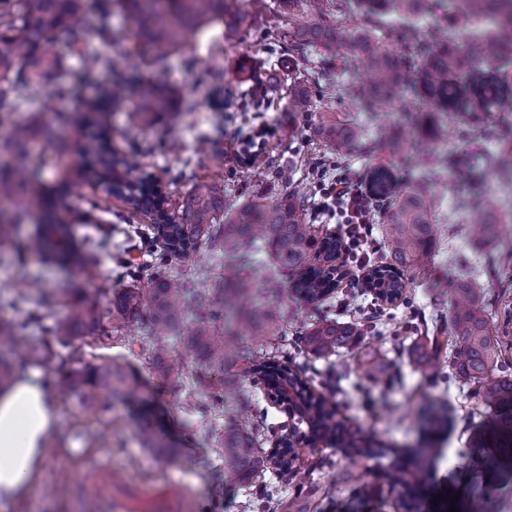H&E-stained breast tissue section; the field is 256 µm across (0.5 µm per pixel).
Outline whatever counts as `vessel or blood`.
<instances>
[{
    "label": "vessel or blood",
    "instance_id": "vessel-or-blood-1",
    "mask_svg": "<svg viewBox=\"0 0 512 512\" xmlns=\"http://www.w3.org/2000/svg\"><path fill=\"white\" fill-rule=\"evenodd\" d=\"M79 490L93 512H185L186 509L185 498L178 492L158 500H144L141 493L119 482L106 463L83 481Z\"/></svg>",
    "mask_w": 512,
    "mask_h": 512
}]
</instances>
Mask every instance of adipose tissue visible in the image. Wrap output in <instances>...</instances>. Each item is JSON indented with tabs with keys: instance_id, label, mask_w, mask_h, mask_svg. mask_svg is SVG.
<instances>
[{
	"instance_id": "adipose-tissue-1",
	"label": "adipose tissue",
	"mask_w": 512,
	"mask_h": 512,
	"mask_svg": "<svg viewBox=\"0 0 512 512\" xmlns=\"http://www.w3.org/2000/svg\"><path fill=\"white\" fill-rule=\"evenodd\" d=\"M49 392V378L29 371L0 393V503L26 495L40 471L56 424Z\"/></svg>"
}]
</instances>
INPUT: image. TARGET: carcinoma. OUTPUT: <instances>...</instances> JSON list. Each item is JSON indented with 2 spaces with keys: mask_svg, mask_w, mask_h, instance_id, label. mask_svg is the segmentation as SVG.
<instances>
[{
  "mask_svg": "<svg viewBox=\"0 0 512 512\" xmlns=\"http://www.w3.org/2000/svg\"><path fill=\"white\" fill-rule=\"evenodd\" d=\"M317 20L303 30L283 31L277 42L288 55L308 62L314 51L326 58L336 57L341 47L349 48L370 76L369 89L361 94L352 84L336 86V97L346 99L363 112L373 113L385 106L405 104V93L414 89L432 103L435 111L463 112L480 123L486 114L512 102V84L498 72L485 70L479 63L512 46V5L503 0H303ZM264 0H99L98 36H126L111 29L114 8L123 10L132 23L135 52L152 65L161 66L175 49L193 35L217 22L224 23V36L232 35L250 17L263 9ZM368 13L390 12L404 20L425 16L435 18L429 38L420 49L419 63L378 49L366 33L345 23L329 25L322 16L330 11L343 14L352 9ZM81 0H0V112H14L29 99L40 101L32 118L14 126L0 151L24 155L32 141L42 136L65 142L56 132L71 123L67 112H60L56 101L77 93L100 65H108L96 45L84 39L76 52L79 70L61 64L45 48L47 34L55 29L77 31ZM472 18L477 28L471 44L462 52L449 45L448 12ZM238 72L252 85L234 91L216 89L227 105L239 112L264 111L269 89L248 60L238 61ZM79 94V93H77ZM290 106L297 112H310L317 94L308 89L290 92ZM80 111L95 129L83 145L84 168L80 177H97L122 167L139 175L140 196L129 201L132 212L153 193V174L141 170L142 149L132 147L118 157L105 150L111 136L108 116L112 111L126 114L130 126L154 128L161 117L176 105L174 94L160 84L124 71H113L112 86L104 94H79ZM318 132L334 147L336 154L358 148L372 154L377 140L368 137L365 126L338 121L334 115L321 116ZM449 170L448 154H435L400 179L390 168L377 165L370 171V197L387 203L383 223L386 264L372 266L364 287L376 291V299L393 304L402 299L405 277L414 276L428 262L435 246L432 219L439 206V188ZM34 174L25 166L0 167V200L13 201L28 196ZM309 193L292 190L275 202L255 200L236 205L224 194V186L198 180L180 202L178 210H157L155 225L136 226L139 244L122 252L125 275L109 288L73 286L58 291L44 286L38 276L26 283V291L0 301V308L23 305L30 309L27 319L0 317V347L23 343L27 360L39 363L54 355V345L71 348L74 362L60 381L61 392L78 400L90 389L98 393V403L138 398L143 388L140 371L125 360L107 363L84 362L76 356V343L93 338L110 339L115 325L140 324L150 338L151 358L160 376L180 379L184 358L171 351L166 337L183 324L190 314L183 340L186 352L196 364L194 384L207 406L224 415L220 457L224 481L255 486L267 471L279 469L278 452L262 451L261 441L273 431L265 412L257 406L248 387H266L278 393V380L293 381L301 398L298 422L306 423L313 442H325L346 456L387 458L382 477L390 489L405 498L407 512H415L416 500L431 474L432 449L386 448L353 431L340 417L338 404L323 393L316 394L301 368L275 361L264 352L276 340L282 353L309 359L341 356L357 346L370 328L360 321L343 322L332 316L336 305L331 293L338 287L342 264L336 260L347 252V243L338 232L323 238L309 224ZM31 218L23 207L11 213L0 212V264L16 262L28 251L43 261L63 269L92 273L98 242L86 238L79 247L71 243L72 227L52 215L39 225L34 237L22 247L16 239L20 224ZM471 237L493 243L500 239V221L495 208L477 211L470 224ZM207 249L228 257V273L209 288H194L184 275L171 267L174 257H187ZM267 254L269 266L260 270L259 253ZM300 281L306 295L327 303V308L305 331L288 341L286 314L275 305L283 292V278ZM448 296V325L437 324L426 342L415 344L414 352L422 372L443 379L457 388L464 398L477 400L479 422L473 452L481 468H512V360L503 355L493 336L489 315L469 281L448 276L435 283ZM63 306L61 319L45 323L44 309ZM249 330L251 344L243 346L239 325ZM15 381L14 366L0 352V391ZM255 417L251 424L240 416ZM424 433L433 436L450 429L454 416L444 403L427 400L421 413ZM314 488L302 489L288 500V512H308ZM497 489L476 492L470 512H495Z\"/></svg>",
  "mask_w": 512,
  "mask_h": 512,
  "instance_id": "1",
  "label": "carcinoma"
}]
</instances>
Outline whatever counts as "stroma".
Returning <instances> with one entry per match:
<instances>
[{"mask_svg": "<svg viewBox=\"0 0 512 512\" xmlns=\"http://www.w3.org/2000/svg\"><path fill=\"white\" fill-rule=\"evenodd\" d=\"M263 11L241 26L232 36H225L223 26H216L191 37L186 47L169 57L164 67L149 69L145 60L134 53L132 40L99 42L103 56L118 69L152 75L159 84L175 90L178 104L170 116L154 129L135 130L127 126L123 113H113L109 146L118 152L144 141L153 143V153L141 157L142 167L157 180L167 210H175L195 179L223 184L226 193L236 202L256 198H279L281 182L258 178V171L272 162L292 160L295 177L310 183L317 162L340 165L348 177L366 185L370 169L376 162L391 164L395 173L406 175L397 156L387 147L369 156L352 150L336 155L317 130L319 113H335L337 119L355 118L377 135L382 123L414 126L430 118L432 106L420 100L408 111L391 106L378 116L358 111L329 93L322 98L315 112H292L287 107L285 89L304 85L308 72L319 67V55L309 63L289 61L287 54L276 53L273 32L279 29L298 30L311 23L312 17L300 5L286 0H266ZM347 22L368 34L387 52L417 59L418 44L414 34L402 29L388 14L373 15L356 11ZM220 38V49H213V38ZM196 56V66H189V56ZM250 56L259 73H273L280 87L270 94L261 118L248 126L218 118L214 91L224 85L241 81L235 72L240 57ZM209 71L213 78L202 82L199 74ZM58 106L69 112L73 121L66 133V152H59L48 140H40L27 163L35 174L30 198L33 216L52 210L63 222L71 224L76 240H84L90 227L82 212L87 199L98 200L104 208V221L116 222L126 211V204L86 180H78L83 165L84 116L71 97L62 98ZM492 125L497 133L485 135L466 122L448 124V148L453 154L454 171L466 174L464 183L447 181L442 203L435 216L437 238L436 259L427 276L410 281L406 302L385 308L388 320L379 334H367L359 344L358 353H347L334 360H318L317 369L335 367L343 373L336 393L341 413L353 428L373 436L383 445L413 448L420 442L416 420L423 393L449 400L457 408L462 423L469 419L470 404L457 391L429 388L417 367L411 331L418 321L429 323L448 318L450 303L427 285L428 279L465 274L491 315L492 331L512 356V172H500L495 166L503 137L512 138V106L493 113ZM207 141V152H200V141ZM488 198L494 201L503 222L504 234L493 245L471 239L469 200ZM116 251L104 245L92 279H84L77 271H67L29 256L25 265H0V295L10 297L23 292L28 276L40 275L46 287L61 289L69 282H88L90 287L105 288L116 279ZM288 315L289 336H296L322 311L320 302L306 299L287 280L278 301ZM88 362L100 364L118 357L136 366L144 379V414L133 415L123 403L100 411L79 404L59 392H51L50 401L59 415L57 427L49 439L51 448L40 476L25 497L11 502L5 512H82L72 493L61 491V478L76 483L86 479L88 470L106 459L120 472L127 484L145 496H154L175 487L181 489L189 503V512H288V501L299 486L318 487V512H400L395 493L379 479L384 467L381 459H348L325 444L299 448V458L292 470L273 475L276 488L273 496L258 499L255 489L228 486L220 465L217 432L224 419L219 415H202L195 411L198 401L193 393L191 376H184L179 387L161 379L154 371L146 344V331L135 325L124 328L107 345L86 342L79 351ZM379 362L388 374L377 382L366 373L365 358ZM148 423L158 440L167 445V453L145 447L139 435L140 423ZM435 457L428 497L421 512H448L457 506L468 512V504L477 485L494 486L499 474L487 470L475 475L471 435L460 428L440 435L433 443ZM457 494V502L447 500V493Z\"/></svg>", "mask_w": 512, "mask_h": 512, "instance_id": "35a3bbf8", "label": "stroma"}]
</instances>
